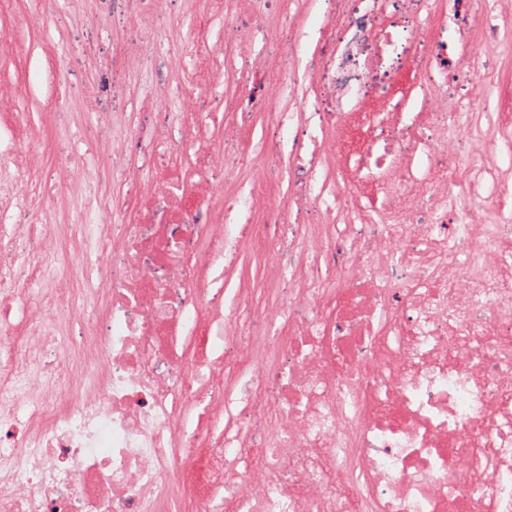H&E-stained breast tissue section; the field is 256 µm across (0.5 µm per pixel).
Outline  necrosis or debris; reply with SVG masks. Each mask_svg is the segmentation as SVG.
I'll return each mask as SVG.
<instances>
[{
	"label": "necrosis or debris",
	"instance_id": "4bbe7bcc",
	"mask_svg": "<svg viewBox=\"0 0 512 512\" xmlns=\"http://www.w3.org/2000/svg\"><path fill=\"white\" fill-rule=\"evenodd\" d=\"M334 0L313 61L321 128L353 166L354 223L293 222L311 208L309 119L249 188L292 184L283 231L254 242L289 279L229 288L244 249L235 203L209 195L242 160L206 113L132 112L135 153L112 162L94 224H0V512H512V208L481 196L483 148L443 157L459 132L474 0ZM431 40L417 54L418 14ZM407 70L444 112L407 98L368 110L375 78ZM360 115L358 132L347 120ZM192 125L196 161L159 128ZM443 186L409 198L421 171ZM157 190L137 194L145 178ZM370 185L363 207L357 194ZM482 200L491 224H473ZM49 242L16 262L7 241ZM40 284L22 318L21 283Z\"/></svg>",
	"mask_w": 512,
	"mask_h": 512
}]
</instances>
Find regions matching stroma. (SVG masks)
Masks as SVG:
<instances>
[{
    "mask_svg": "<svg viewBox=\"0 0 512 512\" xmlns=\"http://www.w3.org/2000/svg\"><path fill=\"white\" fill-rule=\"evenodd\" d=\"M497 27L474 26L486 61L481 79L463 90L462 124L468 138L485 144L480 164L483 189L512 185V0H490ZM138 0H0V215L12 224H79L95 206L86 173L98 171L102 190L112 185V153L133 148L130 139L86 120L89 112H223L238 85L218 80L223 41L237 38L246 17L240 0H165L152 20L159 32L148 65H117L119 49L136 54L144 28ZM320 0H304L290 24L267 18L268 38L240 40L243 60H264L258 85L264 109L239 113L235 125L253 153L252 127L266 115L287 111L279 51L287 26L318 30ZM205 43L207 52L196 49ZM24 124H16L17 114ZM269 136L276 128L267 127ZM261 158L229 175L223 194L210 202L221 212L224 197L249 186Z\"/></svg>",
    "mask_w": 512,
    "mask_h": 512,
    "instance_id": "obj_1",
    "label": "stroma"
}]
</instances>
